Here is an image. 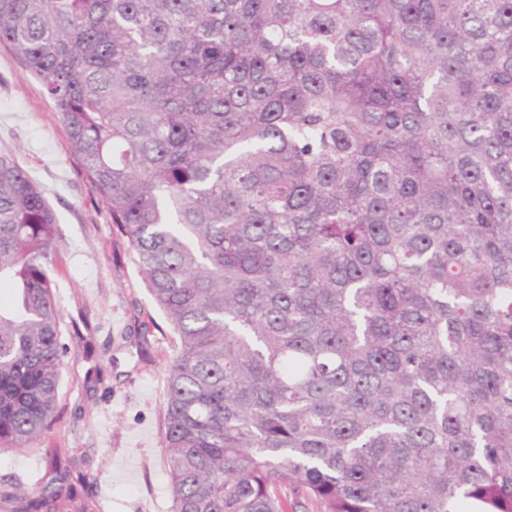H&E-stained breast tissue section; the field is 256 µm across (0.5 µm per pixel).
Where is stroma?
<instances>
[{
  "instance_id": "35a3bbf8",
  "label": "stroma",
  "mask_w": 512,
  "mask_h": 512,
  "mask_svg": "<svg viewBox=\"0 0 512 512\" xmlns=\"http://www.w3.org/2000/svg\"><path fill=\"white\" fill-rule=\"evenodd\" d=\"M0 154L16 157L56 214L51 276L66 350L49 429L0 455V478L32 486L55 450L72 474L95 475L83 496L100 512H174L161 438L178 338L81 174L43 81L2 48Z\"/></svg>"
}]
</instances>
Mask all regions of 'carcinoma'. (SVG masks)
<instances>
[{"mask_svg": "<svg viewBox=\"0 0 512 512\" xmlns=\"http://www.w3.org/2000/svg\"><path fill=\"white\" fill-rule=\"evenodd\" d=\"M178 337L174 512H512V0H0ZM57 217L0 154V455ZM59 473L0 512H90Z\"/></svg>", "mask_w": 512, "mask_h": 512, "instance_id": "carcinoma-1", "label": "carcinoma"}]
</instances>
